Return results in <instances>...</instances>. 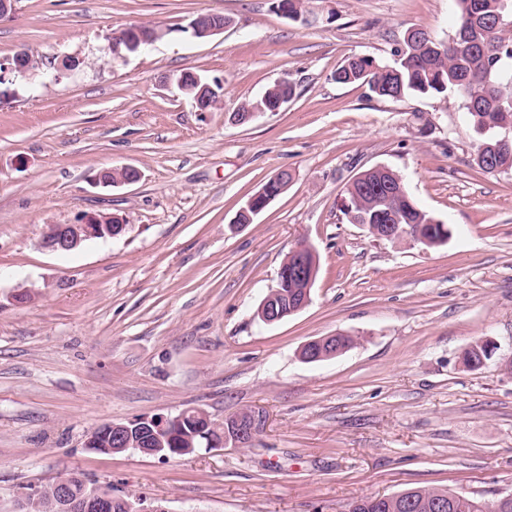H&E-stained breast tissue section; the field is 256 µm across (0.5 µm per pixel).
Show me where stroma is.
I'll return each mask as SVG.
<instances>
[{"instance_id":"1","label":"stroma","mask_w":512,"mask_h":512,"mask_svg":"<svg viewBox=\"0 0 512 512\" xmlns=\"http://www.w3.org/2000/svg\"><path fill=\"white\" fill-rule=\"evenodd\" d=\"M16 0L0 59L38 66L0 85V512L63 474L169 512H345L419 486L485 500L512 493V170L473 163L481 141L456 95L380 98L336 83L346 58L392 62L408 28L456 29L451 0ZM203 13L224 31L197 40ZM148 24L149 49L112 33ZM76 56L81 66L62 62ZM224 86L209 112L173 86ZM288 80L294 96L233 114ZM137 182L94 183L105 167ZM382 165L448 224L446 244L380 241L346 214V187ZM288 189L233 220L282 170ZM122 218L114 238L42 248L51 224ZM319 270L307 306L275 324L257 309L299 242ZM18 288L32 289L23 304ZM337 333L355 346L305 362ZM496 345L479 369L471 344ZM202 409L263 415L249 446L167 459L86 448L108 422ZM137 26L140 27V26H147V25H137ZM138 27L132 28L127 33H126V31L129 27L122 29L117 35L112 36V44H114L113 43L114 41H116V44H119L120 39L122 38L123 35H125L123 37V44H124L126 50H129L131 52H137L138 50H140V46L144 42H151L150 44H153L154 42L161 39L165 35L164 30L155 29V31L152 33V35L149 38H147L142 35L141 30ZM112 44H111V48H112ZM124 46L122 45V48H124ZM184 72L187 73L186 75L188 77H191V73H194L192 71H184ZM195 74H197V73H194V75H193L194 81H192V82L185 81L183 76L179 75L180 77L178 76L179 78H177L175 80V83H176V86L179 89V91L182 94H184L186 97L190 98L193 101L195 107L197 108V107H199V100L202 97L203 92L205 91V89H209V90L215 92V89H214L213 85H222V84H220V83H218L216 81H213L211 83V82H209V81H207L205 79L204 85L201 87V89L198 92L195 93L197 87L201 83V78L199 77V75H195ZM338 336H339V338L337 339L338 346H337L336 350H338V348H340V349H342V353H343L345 350H347L348 348H350L353 345L354 339L352 336L346 335V334H338ZM334 338H336L335 335L334 336H323V337H320L317 339L310 340L303 345L302 349L307 350V356L309 359L316 360V359L322 357L324 350L326 352V355H329L331 352H336V350L333 348H330V349H328L327 347L324 348V346H326V344L328 342L332 343V339H334ZM339 354H341V353H339ZM339 354L328 356L326 358L316 360V361H308V360L307 361L308 362H320V361L335 358Z\"/></svg>"}]
</instances>
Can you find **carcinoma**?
Returning a JSON list of instances; mask_svg holds the SVG:
<instances>
[{
	"mask_svg": "<svg viewBox=\"0 0 512 512\" xmlns=\"http://www.w3.org/2000/svg\"><path fill=\"white\" fill-rule=\"evenodd\" d=\"M458 28L446 40L410 35L396 50V60L382 65L368 56L353 55L333 74L338 83H364L381 98L401 99L410 95H433L453 92L462 98L463 108L474 127L485 135L477 147L473 161L485 173L494 168L512 169V30L496 27L498 17L512 16V0H454ZM294 94L286 80L267 88L257 99L242 104L240 111H270L278 101ZM509 145L499 146L503 138ZM401 176L388 169L370 168L359 173L347 186L348 204L356 214L355 224H378L379 214L390 208L397 212L406 236L425 246L437 245L440 233L448 225L420 208L410 194L389 200L373 192L382 183H396ZM488 358L486 348L475 343L464 351L466 367ZM218 428L204 415L189 411L177 421L167 448H201L218 438ZM440 495L453 492L433 487L407 490L415 499V507L401 508L396 497L356 500L354 512H431L429 503ZM496 502L471 496L454 500L448 512H499Z\"/></svg>",
	"mask_w": 512,
	"mask_h": 512,
	"instance_id": "obj_1",
	"label": "carcinoma"
}]
</instances>
